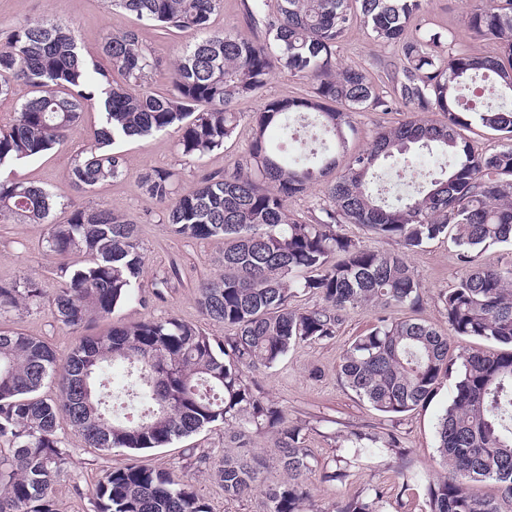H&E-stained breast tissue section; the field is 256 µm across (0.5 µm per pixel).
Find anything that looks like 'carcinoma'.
<instances>
[{
    "instance_id": "carcinoma-1",
    "label": "carcinoma",
    "mask_w": 512,
    "mask_h": 512,
    "mask_svg": "<svg viewBox=\"0 0 512 512\" xmlns=\"http://www.w3.org/2000/svg\"><path fill=\"white\" fill-rule=\"evenodd\" d=\"M243 0L247 29L207 30L217 0H107L163 31L194 35L168 65L136 29L106 38V63L83 56L75 30L44 17L18 23L0 46V97L12 83L29 88L9 125L0 126V168L64 145L83 111L95 108L100 128L76 153L65 175L93 192L119 178L120 141L177 130L187 160L224 147L241 120L239 100L259 93L277 72L306 82L301 97L272 99L253 113V136L230 174L203 176L180 192L177 173L153 169L141 189L162 205L174 234L224 238L221 269L202 281L197 303L222 339L176 317L117 325L85 337L65 362L44 340L0 322V512H59L53 484L67 463L58 430L66 424L87 448H160L222 424L236 450L217 463L194 456L212 472L224 498L238 500L260 484L261 460L251 437L278 435V460L288 483L266 489V512H304L313 469L302 427L243 379L272 368L291 347L336 336L346 314L380 309L377 323L344 349L338 376L374 410L396 415L428 402L440 380L457 372L437 430L438 467L427 486V512H512V262L480 265L474 253L512 246V0H475L464 25L492 42L480 54L421 20L428 0ZM360 26L373 41L397 49L394 97L380 96L369 73L340 67L336 51ZM172 90L156 95L148 78L163 69ZM122 75L124 83L112 79ZM493 101L468 105L477 82ZM402 106L412 116L378 129L370 145L348 148L353 114ZM441 112L444 120L425 117ZM310 117L316 138L283 155L290 123ZM474 126L508 143L480 152L461 134ZM436 154L439 166L401 196L380 189L383 167L409 171ZM324 185L327 201L299 221L288 201ZM58 194L50 187L0 176V224H45L43 249L59 259L51 296L31 276L0 281V319L47 301L55 320L79 330L137 298L146 256L137 224L108 205L76 207L51 218ZM358 224L408 250L448 239L462 273L440 296L453 336L492 343L465 347L458 369L446 334L412 317L421 284L405 254L373 249L341 232ZM299 294L319 303L300 308ZM56 385L46 395V384ZM494 484L479 495L477 483ZM97 512H210L194 486L170 471L135 462L112 469L95 489ZM378 489L352 497L336 512H385Z\"/></svg>"
}]
</instances>
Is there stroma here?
<instances>
[{"label":"stroma","mask_w":512,"mask_h":512,"mask_svg":"<svg viewBox=\"0 0 512 512\" xmlns=\"http://www.w3.org/2000/svg\"><path fill=\"white\" fill-rule=\"evenodd\" d=\"M471 3L472 0H429L424 20L431 28L451 33L472 51H493V43L475 37L463 23ZM35 16L75 26L79 45L89 59L99 56L108 35L126 29H138L153 56L165 62L171 61L177 50L190 40L188 34L177 31L165 34L125 11L108 9L104 0H0V43L15 24ZM396 58L394 49L375 43L365 30L357 27L348 32L336 55L340 65L367 70L384 93L392 89L390 65ZM307 91L308 86L302 81L285 73L275 74L257 95L239 101L237 109L245 118L232 139L222 149L199 160L181 156L177 148L178 134L172 129L146 139L126 141L120 146L125 159L122 176L92 193L65 188L64 176L72 155L89 143L99 127L97 110H85L81 120L69 130L62 148L13 166V173L20 178L62 187L63 202L55 209L56 220H65L74 207L110 205L137 224L146 253L141 301H127L116 308L111 319L77 331L59 324L48 307L35 305L18 321L23 331L44 339L62 358L83 337L99 336L112 326L153 317L174 316L203 327L210 335L223 336V326L204 322L195 300L198 283L220 268L223 238L188 240L174 235L160 205L141 190V179L153 169H172L179 174L181 189L188 190L203 174L231 169L234 161L245 155L252 139L248 114L259 111L268 99L300 97ZM342 230L364 245L405 252L422 287L418 318L447 331L440 296L452 287L461 271L451 243L435 240L407 252L399 241L375 238L359 225L346 224ZM45 234L46 227L42 224H0V281L29 274L39 280L46 293L55 291L56 261L41 246ZM376 316V309L371 307L350 311L334 339L297 345L275 367H259L247 374L248 381L286 409L289 420L302 427L306 446L318 461L307 480L308 512H332L336 504L361 492L370 493L374 488L383 490L388 512H425L423 485L400 492V473L409 469L430 478L441 474L435 463L436 430L451 398V380H441L433 399L394 422L360 401L338 379L337 369L344 348L356 336L368 332ZM391 431L400 437L398 447L373 448L357 455L348 442L355 432L381 436ZM59 435L64 438L69 455L64 471L53 485L60 512H95L94 489L98 481L113 468L130 462L188 479L211 512H264L265 488L288 480L287 472L278 462L277 437L270 432L252 437L253 450L265 461L263 485L236 501L225 500L223 489L210 472L190 467L186 460L190 448L210 455L215 461L232 450L223 426L206 428L164 448L136 452L85 447L67 427ZM338 460L348 462L347 477L340 481L324 480V464Z\"/></svg>","instance_id":"stroma-1"}]
</instances>
